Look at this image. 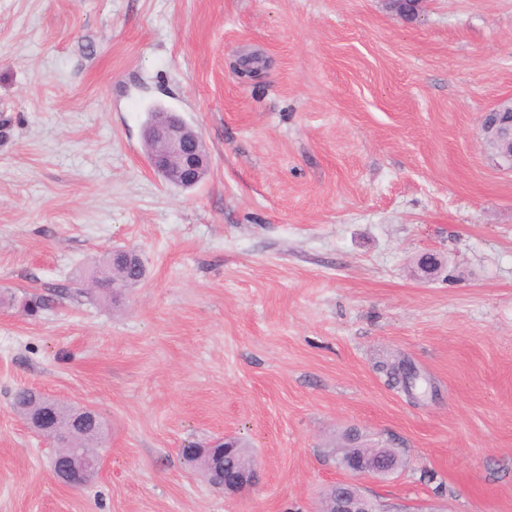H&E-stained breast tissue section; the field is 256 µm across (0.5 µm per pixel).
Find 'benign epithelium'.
I'll use <instances>...</instances> for the list:
<instances>
[{
  "mask_svg": "<svg viewBox=\"0 0 512 512\" xmlns=\"http://www.w3.org/2000/svg\"><path fill=\"white\" fill-rule=\"evenodd\" d=\"M481 134L492 158L500 165L512 169V98L503 99L485 113L480 125ZM144 139L148 147L150 166L169 181L195 185L200 182L210 164V156L199 135L177 113H161L146 127ZM44 407L40 414L38 430L51 431L50 443L60 449L50 461L55 480L67 488L81 487L88 483L85 466L78 462L67 448L66 435L59 429L62 414L58 402L42 397ZM241 451L235 437L226 435L205 445L200 454L216 461ZM345 470L353 476L381 477L386 470L378 464L377 455L362 452L346 461ZM206 481L215 489L227 494L248 491L259 482V470L253 460L239 469L233 477L224 471L207 474ZM317 512H383L380 505L367 496L354 480H341L329 486Z\"/></svg>",
  "mask_w": 512,
  "mask_h": 512,
  "instance_id": "obj_1",
  "label": "benign epithelium"
}]
</instances>
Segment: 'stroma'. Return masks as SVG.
Instances as JSON below:
<instances>
[{
    "label": "stroma",
    "instance_id": "1",
    "mask_svg": "<svg viewBox=\"0 0 512 512\" xmlns=\"http://www.w3.org/2000/svg\"><path fill=\"white\" fill-rule=\"evenodd\" d=\"M512 96V0H0V512H310L345 436L402 468L393 512H512V171L479 123ZM211 166L169 185L148 109ZM114 248L147 273L78 297ZM437 254L433 275L416 266ZM103 418L86 488L12 406ZM245 439L216 492L183 443ZM200 449V455H208L212 457L213 463L210 471L205 479L210 486L215 489L224 491L227 494H240L248 491L259 482V470L257 463L251 459L249 463L241 466L239 473L234 477H228L224 470H219L212 475L215 461L221 459L228 469L239 468L241 465L240 458L235 457L233 461L223 460L228 455H238L241 451L240 443L234 436L224 435L209 444L204 445ZM210 448H222L221 451L213 452ZM200 455L184 458L185 462L193 469L197 470L200 465Z\"/></svg>",
    "mask_w": 512,
    "mask_h": 512
}]
</instances>
